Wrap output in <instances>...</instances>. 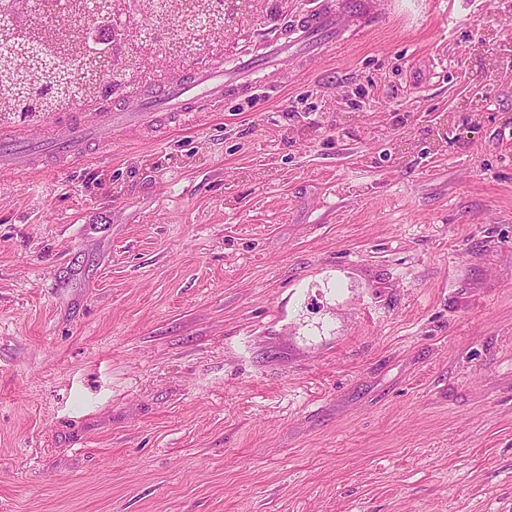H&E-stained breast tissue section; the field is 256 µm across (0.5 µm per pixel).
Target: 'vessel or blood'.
<instances>
[{
  "label": "vessel or blood",
  "instance_id": "vessel-or-blood-1",
  "mask_svg": "<svg viewBox=\"0 0 512 512\" xmlns=\"http://www.w3.org/2000/svg\"><path fill=\"white\" fill-rule=\"evenodd\" d=\"M339 25L335 11L316 0L305 12L288 21L284 39L268 45L261 58L241 56L232 67L223 64L196 66L159 86H135L125 93L126 106L117 111L99 106L90 111L69 112L56 121L31 127L0 128V170L22 171L52 159L66 164L83 157L88 142L100 130L150 131L171 113L202 112L224 99L230 85L254 84L269 65L288 59L291 49H311L334 37Z\"/></svg>",
  "mask_w": 512,
  "mask_h": 512
}]
</instances>
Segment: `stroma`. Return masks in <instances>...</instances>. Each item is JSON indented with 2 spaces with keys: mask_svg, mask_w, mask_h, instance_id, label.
Instances as JSON below:
<instances>
[{
  "mask_svg": "<svg viewBox=\"0 0 512 512\" xmlns=\"http://www.w3.org/2000/svg\"><path fill=\"white\" fill-rule=\"evenodd\" d=\"M268 91L0 173V512H512V0H325Z\"/></svg>",
  "mask_w": 512,
  "mask_h": 512,
  "instance_id": "obj_1",
  "label": "stroma"
}]
</instances>
